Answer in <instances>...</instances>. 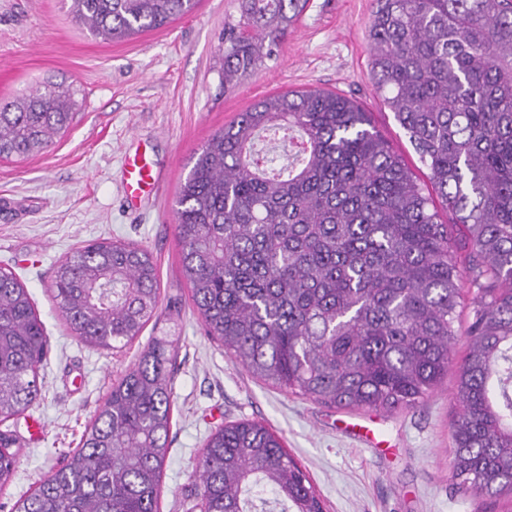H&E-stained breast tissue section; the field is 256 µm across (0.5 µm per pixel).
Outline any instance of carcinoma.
I'll return each mask as SVG.
<instances>
[{
    "label": "carcinoma",
    "mask_w": 512,
    "mask_h": 512,
    "mask_svg": "<svg viewBox=\"0 0 512 512\" xmlns=\"http://www.w3.org/2000/svg\"><path fill=\"white\" fill-rule=\"evenodd\" d=\"M301 0H239L216 50L226 88L261 66ZM195 0H71L104 41L163 28ZM370 73L408 135L431 200L370 114L321 89L266 97L216 132L176 200L181 267L207 335L253 376L330 407L395 413L437 388L460 337L452 473L466 496L512 497V0H376ZM76 90L46 82L0 102V159L45 151L71 125ZM281 144L255 149L264 133ZM476 290L459 320L462 284ZM75 337L120 351L159 304L144 248L93 241L55 268ZM175 339L155 336L112 384L62 466L13 512H158L171 427ZM45 326L0 268V422L42 399ZM16 431L0 429V490ZM199 512H325L307 473L266 426L206 439ZM271 489L273 499L262 497Z\"/></svg>",
    "instance_id": "cac0c4a2"
}]
</instances>
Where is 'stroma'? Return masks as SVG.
Instances as JSON below:
<instances>
[{"mask_svg": "<svg viewBox=\"0 0 512 512\" xmlns=\"http://www.w3.org/2000/svg\"><path fill=\"white\" fill-rule=\"evenodd\" d=\"M373 0H307L273 56L232 89L215 68L218 36L238 0H198L168 27L112 43L95 39L68 0H0V101L51 80L80 89L83 105L45 152L0 161V268L14 272L44 322L50 352L42 400L15 420L21 451L0 512L30 494L77 448L113 382L154 336L177 337L171 444L159 512H191L192 478L216 427L263 422L281 435L320 491L326 512H512L503 500L461 495L452 478L454 374L419 406L385 414L340 410L273 388L206 334L182 274L175 200L195 156L225 124L289 89L337 92L362 105L418 183L404 130L370 76ZM146 150L160 173L139 206L123 198L124 158ZM148 249L159 306L140 336L112 353L76 339L50 285L56 265L94 239Z\"/></svg>", "mask_w": 512, "mask_h": 512, "instance_id": "stroma-1", "label": "stroma"}]
</instances>
